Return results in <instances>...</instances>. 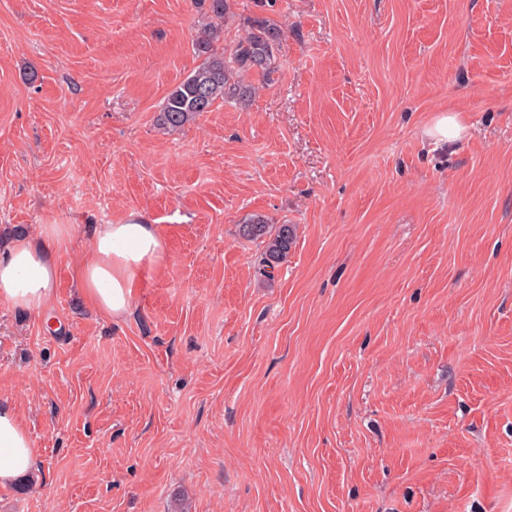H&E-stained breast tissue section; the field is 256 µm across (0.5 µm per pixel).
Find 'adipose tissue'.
Wrapping results in <instances>:
<instances>
[{
    "label": "adipose tissue",
    "mask_w": 512,
    "mask_h": 512,
    "mask_svg": "<svg viewBox=\"0 0 512 512\" xmlns=\"http://www.w3.org/2000/svg\"><path fill=\"white\" fill-rule=\"evenodd\" d=\"M91 248L75 267L84 301L111 319L126 316L145 274L169 259L168 241L142 213L122 224H90ZM75 238L71 224H42L0 246V305L41 314L53 301L61 258ZM38 451L10 400L0 399V486L8 487L33 468Z\"/></svg>",
    "instance_id": "obj_1"
}]
</instances>
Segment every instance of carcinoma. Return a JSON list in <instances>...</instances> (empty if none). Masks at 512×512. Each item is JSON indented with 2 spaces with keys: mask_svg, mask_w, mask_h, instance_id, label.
<instances>
[{
  "mask_svg": "<svg viewBox=\"0 0 512 512\" xmlns=\"http://www.w3.org/2000/svg\"><path fill=\"white\" fill-rule=\"evenodd\" d=\"M206 2L215 23L204 30L197 47L208 57L164 97L158 125L167 132L177 131L201 113L211 111L220 100H248L255 93V87L244 83L243 77L254 72L268 81L274 72V52L282 37L281 30L257 18L229 53H214L212 44L220 33L219 21L229 12V0ZM239 235L246 240H262L261 265L265 271L273 270L288 257L297 237V226L270 225L263 217L254 215L239 226Z\"/></svg>",
  "mask_w": 512,
  "mask_h": 512,
  "instance_id": "obj_1",
  "label": "carcinoma"
}]
</instances>
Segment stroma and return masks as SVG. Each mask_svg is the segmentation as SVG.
I'll return each instance as SVG.
<instances>
[{
  "label": "stroma",
  "instance_id": "obj_1",
  "mask_svg": "<svg viewBox=\"0 0 512 512\" xmlns=\"http://www.w3.org/2000/svg\"><path fill=\"white\" fill-rule=\"evenodd\" d=\"M271 85L156 124L196 0H0V239L147 215L119 320L0 306V512H512V0H230ZM464 134H425L442 112ZM293 224L266 277L251 216ZM38 456L29 430L9 399H0V486L27 475Z\"/></svg>",
  "mask_w": 512,
  "mask_h": 512
}]
</instances>
